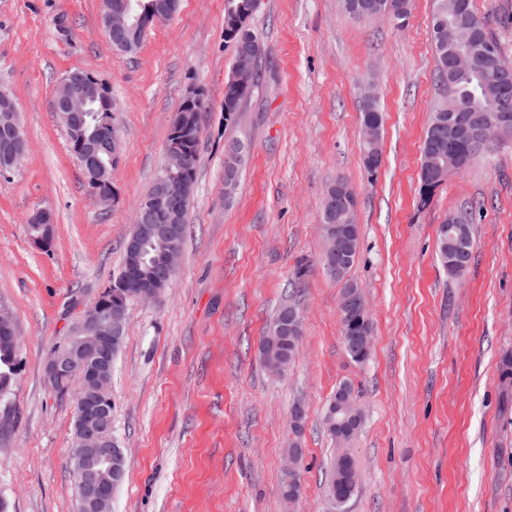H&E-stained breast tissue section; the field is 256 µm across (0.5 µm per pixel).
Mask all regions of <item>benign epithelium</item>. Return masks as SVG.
<instances>
[{
  "mask_svg": "<svg viewBox=\"0 0 512 512\" xmlns=\"http://www.w3.org/2000/svg\"><path fill=\"white\" fill-rule=\"evenodd\" d=\"M178 0H119L108 2L103 14V25L109 40L126 49L145 32L148 26L169 20L177 11ZM448 65L455 72L476 69L470 45L468 30L456 24V14L448 15ZM104 91V84L78 72L67 73L55 90L52 111L64 118L65 123L76 133L75 140L81 148L79 160L83 166L90 188L96 200L107 204L114 199L112 171L106 167L102 155L118 160L121 141L117 134L102 143L93 136H85L83 122L85 113ZM448 112V154L455 164H461L458 155L461 141L457 129L463 124L460 118L461 105L456 95L450 93L443 101ZM181 111L188 113L196 123H201L205 106L196 95L185 99ZM512 112V101L501 97L492 106L491 113L478 120L479 128L488 142L501 140L512 129L508 113ZM380 117L372 115L361 126L362 140L373 142L379 137ZM8 139L0 144V155L5 165L0 174L8 177L19 167V160L25 153V135L21 127L7 128ZM168 171L172 182L162 187L160 193L141 202L135 223L137 230L128 242L134 252L139 251L142 239L160 231L156 226L161 208V199L177 196L176 188L191 183L189 165L180 144L175 137L166 146ZM31 221L45 225L46 231L32 238L35 245L42 247L49 241L51 214L44 210L36 213ZM353 225L338 224L326 229L327 258L333 268L346 266L352 253ZM168 250L153 276H148L139 267H134L114 288L102 292L80 320L71 328L62 343L53 347L46 365L45 376L55 385L63 380L68 384L78 383L75 397V448L73 459L83 469L85 481L82 489L85 512H112V496L122 477V453L112 442V355L124 329L125 288L136 289L135 297L143 302H154L160 298L163 288L169 285L180 260L181 249L173 237H165ZM0 338L5 341L17 340L14 320L10 312L0 307ZM344 346L357 357L367 355L372 347V331L366 327L349 332L342 337ZM336 412L341 414L336 422L340 434L356 429L363 408L354 392L342 389L336 396Z\"/></svg>",
  "mask_w": 512,
  "mask_h": 512,
  "instance_id": "benign-epithelium-1",
  "label": "benign epithelium"
}]
</instances>
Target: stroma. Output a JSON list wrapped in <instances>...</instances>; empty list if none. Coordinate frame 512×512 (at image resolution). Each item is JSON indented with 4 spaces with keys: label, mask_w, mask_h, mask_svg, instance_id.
Instances as JSON below:
<instances>
[{
    "label": "stroma",
    "mask_w": 512,
    "mask_h": 512,
    "mask_svg": "<svg viewBox=\"0 0 512 512\" xmlns=\"http://www.w3.org/2000/svg\"><path fill=\"white\" fill-rule=\"evenodd\" d=\"M512 60V0H473ZM101 0H0V88L27 139L21 168L0 179V304L16 322L23 365L0 400V502L6 512H78L70 464L71 395L53 393L54 345L122 265L135 210L166 164L174 113L201 94L200 160L176 273L159 302L131 301L112 361V436L126 459L112 512H283L290 413L306 414L299 512H323L332 442L322 427L337 387L365 409L351 452L361 472L348 512H512V140L420 195V152L445 88L432 47L433 0L404 28L346 14L340 0H260L259 80L233 123L224 81V0H180L132 53L114 50ZM108 86L123 144L115 200L100 205L50 102L71 70ZM385 117L382 162L364 165L362 102ZM246 152L232 202L225 149ZM357 199L360 248L348 277L373 323L370 357L341 342L342 288L321 264V203L336 179ZM54 216L51 251L30 217ZM472 226L465 272L436 256L448 215ZM303 277H296L297 268ZM295 298L302 348L286 374L258 346Z\"/></svg>",
    "instance_id": "stroma-1"
}]
</instances>
